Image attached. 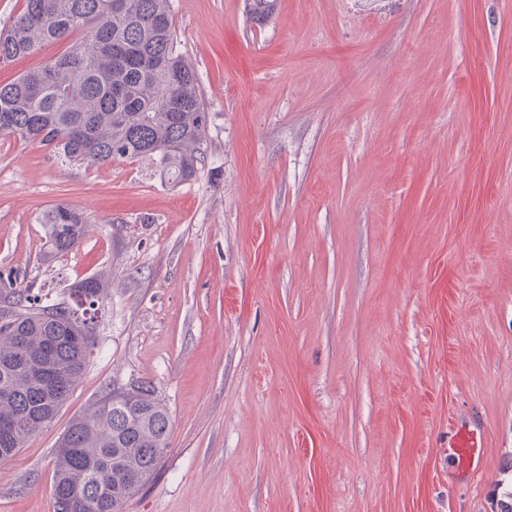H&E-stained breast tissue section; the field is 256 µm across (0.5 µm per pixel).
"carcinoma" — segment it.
Instances as JSON below:
<instances>
[{"mask_svg":"<svg viewBox=\"0 0 512 512\" xmlns=\"http://www.w3.org/2000/svg\"><path fill=\"white\" fill-rule=\"evenodd\" d=\"M277 0H246L250 22L273 16ZM65 39L69 49L0 84V136L52 145L87 166L149 160L169 179H192L204 159L209 112L196 73L176 51L171 0H25L0 31V61ZM48 253L72 250L87 232L79 210L45 211ZM12 301L0 306V460L22 448L56 415L69 392L49 393L38 372L75 385L94 345L91 311L104 295L96 277L72 288L74 304L42 302L12 277L0 281ZM102 397L74 418L57 451L56 512H121L170 447V417L152 388Z\"/></svg>","mask_w":512,"mask_h":512,"instance_id":"obj_1","label":"carcinoma"}]
</instances>
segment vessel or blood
<instances>
[{
	"label": "vessel or blood",
	"instance_id": "vessel-or-blood-1",
	"mask_svg": "<svg viewBox=\"0 0 512 512\" xmlns=\"http://www.w3.org/2000/svg\"><path fill=\"white\" fill-rule=\"evenodd\" d=\"M481 432L474 423L458 418L448 421V480H474L483 468L484 448L479 443Z\"/></svg>",
	"mask_w": 512,
	"mask_h": 512
}]
</instances>
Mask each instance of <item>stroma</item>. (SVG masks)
<instances>
[{"label":"stroma","mask_w":512,"mask_h":512,"mask_svg":"<svg viewBox=\"0 0 512 512\" xmlns=\"http://www.w3.org/2000/svg\"><path fill=\"white\" fill-rule=\"evenodd\" d=\"M210 114L196 176L0 136V273L104 282L0 512H54L70 422L152 385L170 446L124 512H492L512 452V0H172ZM88 232L45 255L41 214ZM485 468L448 483V419ZM277 0H246V13L250 22L265 25L273 16Z\"/></svg>","instance_id":"obj_1"}]
</instances>
